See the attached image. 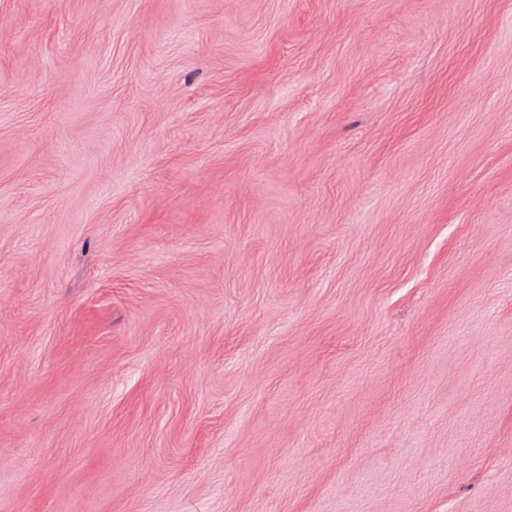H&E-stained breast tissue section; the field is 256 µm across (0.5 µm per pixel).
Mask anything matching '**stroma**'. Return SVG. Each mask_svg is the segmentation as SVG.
I'll list each match as a JSON object with an SVG mask.
<instances>
[{
  "instance_id": "obj_1",
  "label": "stroma",
  "mask_w": 512,
  "mask_h": 512,
  "mask_svg": "<svg viewBox=\"0 0 512 512\" xmlns=\"http://www.w3.org/2000/svg\"><path fill=\"white\" fill-rule=\"evenodd\" d=\"M0 512H512V0H0Z\"/></svg>"
}]
</instances>
